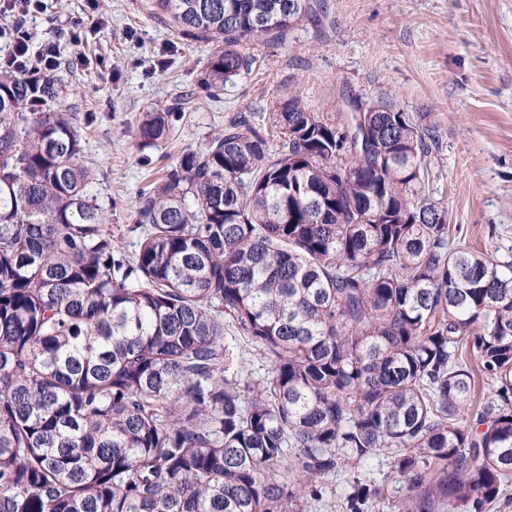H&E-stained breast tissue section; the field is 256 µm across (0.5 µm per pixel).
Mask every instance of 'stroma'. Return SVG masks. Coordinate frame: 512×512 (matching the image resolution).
Wrapping results in <instances>:
<instances>
[{
	"label": "stroma",
	"instance_id": "stroma-1",
	"mask_svg": "<svg viewBox=\"0 0 512 512\" xmlns=\"http://www.w3.org/2000/svg\"><path fill=\"white\" fill-rule=\"evenodd\" d=\"M282 42L254 47L251 73L204 89L210 45L182 37L145 0H46L26 26L34 43L58 29L59 108L77 113L90 191L109 224L136 221L135 202L188 149L203 147L239 112L268 113L297 94L333 109L339 88L385 95L430 134L427 198L443 206L457 241L512 251V0H326ZM188 98L169 139L140 150L143 112Z\"/></svg>",
	"mask_w": 512,
	"mask_h": 512
}]
</instances>
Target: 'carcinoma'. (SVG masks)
Listing matches in <instances>:
<instances>
[{
	"label": "carcinoma",
	"instance_id": "obj_1",
	"mask_svg": "<svg viewBox=\"0 0 512 512\" xmlns=\"http://www.w3.org/2000/svg\"><path fill=\"white\" fill-rule=\"evenodd\" d=\"M318 0H149L251 71ZM54 74L0 66V512H491L512 479V257L450 241L426 132L381 95H297L224 130L105 223ZM171 112H144L140 150ZM137 239L128 253L124 240ZM246 342L268 366L240 377ZM493 396L468 426L475 376ZM295 453L288 454V449ZM391 459L386 453L374 454L362 461L355 469H348L346 472L328 482L323 499L319 503L311 504L312 512H342L344 492L347 486L345 480L353 474H361L366 479L375 478L382 480L390 471Z\"/></svg>",
	"mask_w": 512,
	"mask_h": 512
}]
</instances>
